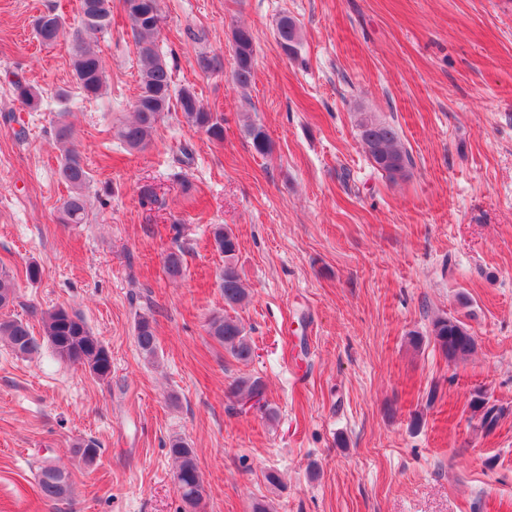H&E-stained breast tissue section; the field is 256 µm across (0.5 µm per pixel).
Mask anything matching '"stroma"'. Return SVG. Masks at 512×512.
Wrapping results in <instances>:
<instances>
[{"mask_svg":"<svg viewBox=\"0 0 512 512\" xmlns=\"http://www.w3.org/2000/svg\"><path fill=\"white\" fill-rule=\"evenodd\" d=\"M160 5L175 84L223 115V142L174 111L144 151L115 137L140 69L120 6L97 37L107 92L86 100L70 39L33 32L51 9L77 27L78 0H0V269L17 284L0 318L37 334L38 310L77 311L112 356L102 382L49 349L23 357L0 341V512H185L176 438L197 451L199 512L258 500L270 512H512V0ZM284 16L301 32L293 59L275 36ZM238 26L254 37L246 89L232 78ZM201 54L222 71L201 72ZM19 78L39 88V111L16 100ZM62 89L93 175L83 224L59 220ZM361 112L398 128L407 179L374 168ZM249 118L271 155L250 147ZM220 225L237 237L250 294L235 310L246 363L208 333L224 311ZM178 246L186 271L173 282L163 265ZM142 313L156 326L151 360L134 340ZM438 316L469 327L470 356L435 347ZM241 376L264 383V407L232 395ZM476 391L497 409L493 428L470 407ZM78 438L98 443L94 465L74 458ZM44 457L68 475L70 500L40 494ZM245 132L254 152L260 156H268L272 152V140L265 126L255 120L245 121Z\"/></svg>","mask_w":512,"mask_h":512,"instance_id":"1","label":"stroma"}]
</instances>
